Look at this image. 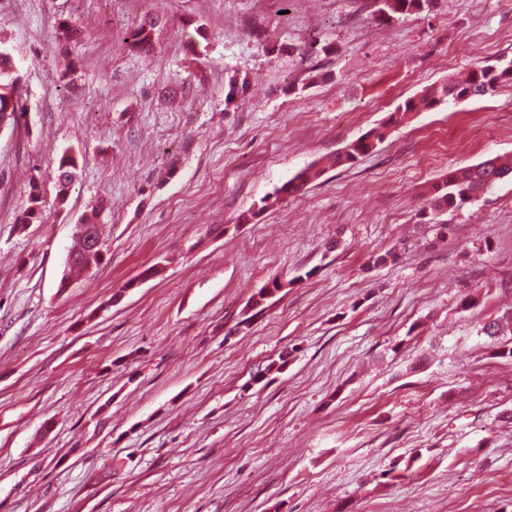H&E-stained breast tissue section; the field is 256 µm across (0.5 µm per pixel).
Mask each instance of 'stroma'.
Segmentation results:
<instances>
[{"instance_id": "35a3bbf8", "label": "stroma", "mask_w": 512, "mask_h": 512, "mask_svg": "<svg viewBox=\"0 0 512 512\" xmlns=\"http://www.w3.org/2000/svg\"><path fill=\"white\" fill-rule=\"evenodd\" d=\"M63 18L84 32L68 54ZM0 45L26 108L0 131V512H512V332H482L512 314V181L423 215L449 170L512 157V84L259 208L404 100L511 58L512 0L393 21L357 0H0ZM233 72L250 88L228 105ZM100 204L105 261L59 291ZM159 23L153 16H144L142 21L130 33L132 48L144 54L152 51L154 43L158 40ZM78 170V157L74 154L65 152L58 161L56 179L58 185L57 199L63 203L66 199L68 188L73 182V178Z\"/></svg>"}]
</instances>
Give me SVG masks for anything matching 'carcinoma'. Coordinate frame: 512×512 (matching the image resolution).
<instances>
[{
  "label": "carcinoma",
  "mask_w": 512,
  "mask_h": 512,
  "mask_svg": "<svg viewBox=\"0 0 512 512\" xmlns=\"http://www.w3.org/2000/svg\"><path fill=\"white\" fill-rule=\"evenodd\" d=\"M433 0H374V13L382 18L391 19L397 15H413L430 9ZM159 21L150 15L130 33V45L135 50L147 54L153 50L159 36ZM18 74L12 69L11 56L0 47V127H16L23 112L18 90ZM512 82V58L500 59L494 64L484 61L474 63L468 77L462 81L450 79L422 97L409 98L388 113L381 125L351 141L340 151L327 155L299 171L292 179L280 188L290 196L299 193L309 183L319 178L324 172L350 166L361 156L368 154L381 143L387 130L401 123L411 113L422 109H430L441 104L455 102L453 92H472L475 97L493 95L498 87ZM247 77L234 73L227 79V95L225 103H231V96L246 90ZM78 170V157L74 154H63L56 171L58 185L57 199L62 203L66 199L68 188ZM512 180V165L499 162L492 158L475 165L457 168L448 172L443 182L433 186L427 199V207L434 215H445L450 210L461 208L474 200L473 190L490 189L497 183ZM41 204L38 179L30 180V206L22 223L29 224L37 218ZM99 213L83 222L87 238L91 240L80 249L70 247L67 255L69 270L91 272L99 268L104 260L103 244L98 230Z\"/></svg>",
  "instance_id": "1"
}]
</instances>
